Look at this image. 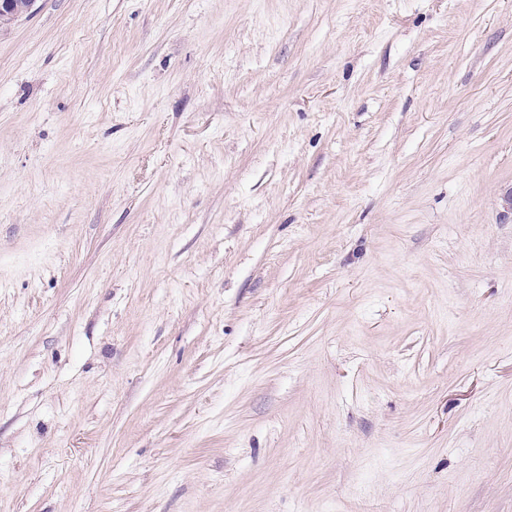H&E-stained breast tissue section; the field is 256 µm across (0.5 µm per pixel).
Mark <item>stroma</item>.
Wrapping results in <instances>:
<instances>
[{"instance_id":"35a3bbf8","label":"stroma","mask_w":512,"mask_h":512,"mask_svg":"<svg viewBox=\"0 0 512 512\" xmlns=\"http://www.w3.org/2000/svg\"><path fill=\"white\" fill-rule=\"evenodd\" d=\"M0 512H512V0L0 27Z\"/></svg>"}]
</instances>
